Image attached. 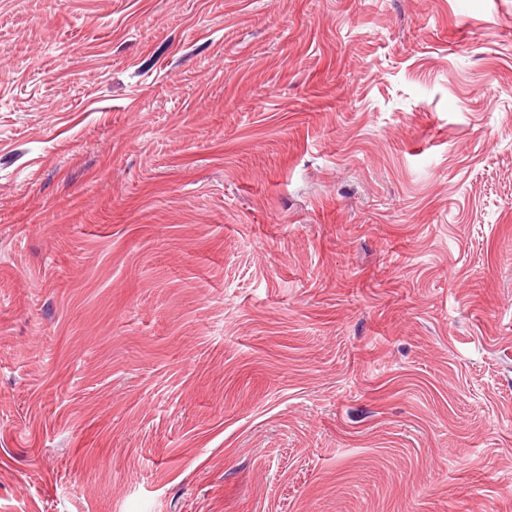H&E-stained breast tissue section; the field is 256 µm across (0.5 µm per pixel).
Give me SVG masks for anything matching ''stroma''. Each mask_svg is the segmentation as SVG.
<instances>
[{
    "instance_id": "stroma-1",
    "label": "stroma",
    "mask_w": 512,
    "mask_h": 512,
    "mask_svg": "<svg viewBox=\"0 0 512 512\" xmlns=\"http://www.w3.org/2000/svg\"><path fill=\"white\" fill-rule=\"evenodd\" d=\"M0 512H512V0H0Z\"/></svg>"
}]
</instances>
